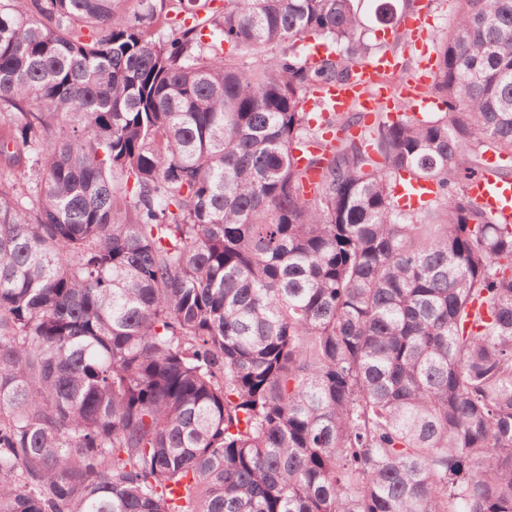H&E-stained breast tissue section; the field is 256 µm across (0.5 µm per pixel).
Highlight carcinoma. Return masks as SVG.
<instances>
[{"mask_svg":"<svg viewBox=\"0 0 512 512\" xmlns=\"http://www.w3.org/2000/svg\"><path fill=\"white\" fill-rule=\"evenodd\" d=\"M117 2L0 0V512H512V0L338 146L363 0ZM511 179L500 174L495 155H488L482 173L469 186L470 197L484 210L494 223H512V170ZM435 193L436 188L432 184L413 180L409 183H398L395 191L399 205L406 210L419 208L424 203L433 199Z\"/></svg>","mask_w":512,"mask_h":512,"instance_id":"carcinoma-1","label":"carcinoma"}]
</instances>
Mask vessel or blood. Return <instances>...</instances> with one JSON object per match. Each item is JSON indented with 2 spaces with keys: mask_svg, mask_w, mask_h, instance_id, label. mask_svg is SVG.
<instances>
[{
  "mask_svg": "<svg viewBox=\"0 0 512 512\" xmlns=\"http://www.w3.org/2000/svg\"><path fill=\"white\" fill-rule=\"evenodd\" d=\"M401 27L410 34L412 45L425 44L429 37L426 19L423 13L406 16ZM419 77L406 82H397L403 64L395 57L384 55L369 61L353 65L347 81L327 84L318 92L327 105L328 111L343 113L352 110L366 113L375 118L380 112H393L394 102L402 98L422 107L427 103L424 91L431 82L435 65L430 56H422ZM436 188L427 182H401L396 186L395 194L399 205L406 210L419 208L433 199ZM470 197L484 210L488 219L499 224L512 223V179L500 173L495 155H488L482 173L474 178L469 186Z\"/></svg>",
  "mask_w": 512,
  "mask_h": 512,
  "instance_id": "b4317fda",
  "label": "vessel or blood"
}]
</instances>
